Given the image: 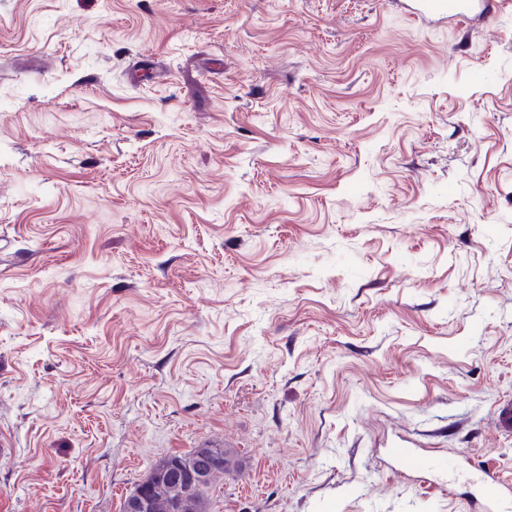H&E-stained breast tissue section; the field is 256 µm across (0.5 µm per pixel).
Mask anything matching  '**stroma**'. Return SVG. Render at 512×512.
<instances>
[{"label": "stroma", "mask_w": 512, "mask_h": 512, "mask_svg": "<svg viewBox=\"0 0 512 512\" xmlns=\"http://www.w3.org/2000/svg\"><path fill=\"white\" fill-rule=\"evenodd\" d=\"M507 401L512 6L0 0V512H473ZM411 19L423 25L448 23L468 24L470 20L483 19L490 9H501L508 1L493 0H409ZM204 453L209 454L200 456L194 468L197 457ZM212 453L222 456L221 465L218 457ZM174 462L179 463L186 470L191 469L189 471H183L178 467L173 469L171 473L172 479L181 488L166 473L168 466ZM232 465L231 453L226 448H219L217 446L194 448L186 454L164 457L152 468L144 480L147 481L146 486L149 488V497L153 506L152 511L170 512L169 509L173 506L181 510L180 512H206L205 493L207 489L212 486L220 475L227 472ZM216 467L218 468L212 472ZM209 473L211 474L209 475ZM206 478L207 480L198 486ZM195 488V492L187 496L182 493V491L186 494L191 493ZM150 501L145 495L144 488L140 487L132 492L126 500L124 512H149Z\"/></svg>", "instance_id": "35a3bbf8"}]
</instances>
